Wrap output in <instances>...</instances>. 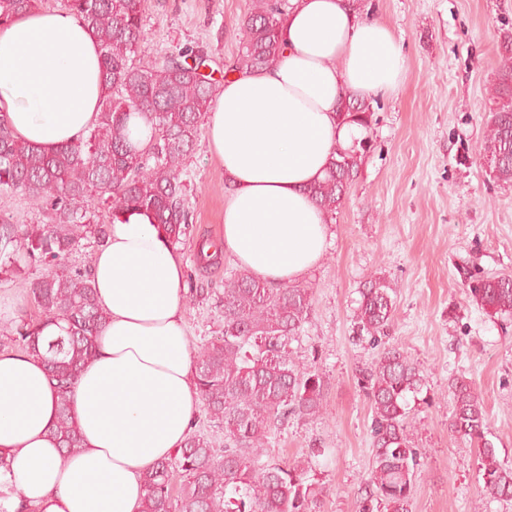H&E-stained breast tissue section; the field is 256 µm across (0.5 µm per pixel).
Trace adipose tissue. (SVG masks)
<instances>
[{"label":"adipose tissue","instance_id":"ef3b65f1","mask_svg":"<svg viewBox=\"0 0 512 512\" xmlns=\"http://www.w3.org/2000/svg\"><path fill=\"white\" fill-rule=\"evenodd\" d=\"M273 65L225 79L207 115L209 149L230 185L224 249L270 283L295 280L325 254L324 213L306 189L362 128L339 123L347 95L390 94L405 57L388 25L357 20L348 0H289ZM99 48L76 15L35 10L0 25V116L51 153L94 125ZM184 264L148 215L128 212L97 252L92 285L108 319L71 400L81 448L50 434L59 404L44 363L0 351V490L33 512H140L145 477L183 446L200 402L181 315Z\"/></svg>","mask_w":512,"mask_h":512}]
</instances>
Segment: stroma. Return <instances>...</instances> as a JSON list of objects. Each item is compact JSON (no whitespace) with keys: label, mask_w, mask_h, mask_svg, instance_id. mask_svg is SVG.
<instances>
[{"label":"stroma","mask_w":512,"mask_h":512,"mask_svg":"<svg viewBox=\"0 0 512 512\" xmlns=\"http://www.w3.org/2000/svg\"><path fill=\"white\" fill-rule=\"evenodd\" d=\"M361 19L388 23L406 57L397 93L378 96L374 143L329 226L324 257L300 284L312 306L299 354L325 376L326 412L289 418L266 450L282 462L311 448L320 458V512H358L372 462L370 402L359 373L377 356L357 341L353 315L369 276L396 290L388 342L427 379V400L412 416L420 471L412 512H512L486 496L479 461L448 431V382L465 376L481 391L499 462L512 468V318L490 317L467 294L471 278L512 274V184L481 166L478 147L490 108L487 89L498 43L512 30V0H363ZM251 0H144L143 58L184 47L203 55L215 77L230 72ZM182 178L190 235L177 250L185 265L182 314L192 346L219 335L212 300L232 255L202 271L197 244L223 235L224 169L199 134ZM45 272L0 270V350L13 349L27 295Z\"/></svg>","instance_id":"obj_1"}]
</instances>
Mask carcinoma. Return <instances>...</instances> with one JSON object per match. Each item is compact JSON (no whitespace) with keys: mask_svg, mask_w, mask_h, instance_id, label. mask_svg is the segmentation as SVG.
Listing matches in <instances>:
<instances>
[{"mask_svg":"<svg viewBox=\"0 0 512 512\" xmlns=\"http://www.w3.org/2000/svg\"><path fill=\"white\" fill-rule=\"evenodd\" d=\"M41 3L0 0V24ZM61 7L78 16L97 40L100 113L85 137L50 155L15 139L0 120V198L20 195L28 208L46 217L42 225L0 218V266L13 271L47 266L29 291L35 316L21 319L16 342L23 353L43 360L59 397L51 433L58 447L74 454L81 440L70 396L78 373L95 354L106 315L97 304L91 273L57 268L79 249L85 225L95 224L102 246L110 224L128 211L153 216L174 244L187 237L181 169L216 85L200 73L206 58L191 48L138 57L145 37L141 0H61ZM288 8L289 0H253L242 20L235 70L251 72L279 59ZM499 56L478 154L494 180L512 184V33L501 37ZM337 112L342 122L366 129L376 121L372 101L364 98H342ZM133 117L150 128L149 139L135 138ZM370 150L369 138L356 141L333 158L324 180L308 189L327 218L344 204ZM219 250L215 242H199L196 265L220 264ZM214 294L224 329L198 347L194 382L203 411L224 429V453L218 454L206 434L189 433L184 445L146 476L141 512H317L318 457L325 449L314 448L294 464L263 459L264 448L288 418H314L324 410L323 377L305 367L293 347L309 317L311 289L292 283L274 287L240 267ZM392 294L386 278L372 276L360 288L354 311L358 339L380 348L359 377L371 402L373 458L358 512H412L420 468L409 430L410 400H418L426 378L403 351L383 341L395 308ZM468 296L488 316L512 317L511 274L473 279ZM448 396V427L480 460L485 493L512 500V469L498 462L488 439L482 394L460 376L449 382Z\"/></svg>","mask_w":512,"mask_h":512,"instance_id":"obj_1","label":"carcinoma"}]
</instances>
